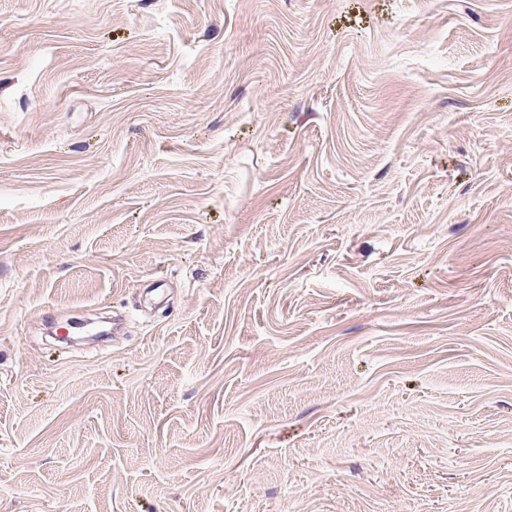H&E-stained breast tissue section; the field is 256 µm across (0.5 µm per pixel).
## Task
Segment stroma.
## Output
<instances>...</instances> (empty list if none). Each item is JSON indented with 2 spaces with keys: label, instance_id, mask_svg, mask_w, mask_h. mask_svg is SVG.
I'll list each match as a JSON object with an SVG mask.
<instances>
[{
  "label": "stroma",
  "instance_id": "obj_1",
  "mask_svg": "<svg viewBox=\"0 0 512 512\" xmlns=\"http://www.w3.org/2000/svg\"><path fill=\"white\" fill-rule=\"evenodd\" d=\"M510 139L512 0H0V512H512Z\"/></svg>",
  "mask_w": 512,
  "mask_h": 512
}]
</instances>
